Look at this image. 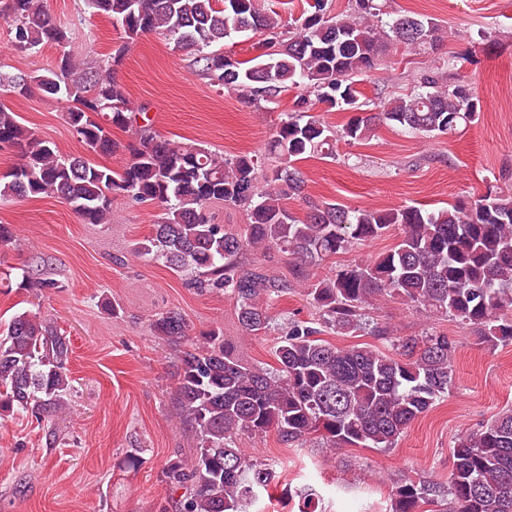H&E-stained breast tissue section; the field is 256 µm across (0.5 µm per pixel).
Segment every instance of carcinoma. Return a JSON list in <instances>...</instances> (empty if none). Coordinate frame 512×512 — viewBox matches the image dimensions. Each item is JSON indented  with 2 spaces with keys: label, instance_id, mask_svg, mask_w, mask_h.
Wrapping results in <instances>:
<instances>
[{
  "label": "carcinoma",
  "instance_id": "1",
  "mask_svg": "<svg viewBox=\"0 0 512 512\" xmlns=\"http://www.w3.org/2000/svg\"><path fill=\"white\" fill-rule=\"evenodd\" d=\"M350 2L348 11L331 15L327 0H313L298 25L284 31L256 0H85L91 14L120 28L125 44L158 33L202 65L212 83L256 103L306 89L267 143L266 154L278 165L263 188L254 156L226 158L153 132L145 108L133 104L112 74L79 66L67 50L70 31L52 20L41 0H0V18L10 23L18 50L58 48L48 68L0 72V96L38 90L67 101L66 122L89 150L129 152L117 170L65 157L0 104V150L16 148L21 157L0 176V202L60 198L86 224L107 223L117 196L155 206L161 221L133 254L166 260L190 274L195 288L229 292L247 334L266 332L272 301L287 291L246 269L240 258L247 251L276 248L295 256L293 276L317 311L308 321L287 322L273 350L278 368L272 371L241 359L219 327L200 333L184 352L177 399L198 445L190 458L162 468L165 484L182 491L178 512H246L271 488L279 463L243 453L235 444L241 432L273 431L288 446L315 437L323 448H391L448 395L454 347L441 333L404 338L378 323L373 331L388 342L389 353L323 339L329 332L365 329L367 309L377 298L390 296L458 320L491 348L512 341L511 195L489 194L431 211L415 205L352 210L310 201L302 220L285 206L290 197L304 198L306 180L294 165L304 155L334 158L337 141L363 140L381 123L437 139L475 121L481 111L474 88L448 78L451 58L405 93L376 105L360 100L359 78L381 65L387 48L432 51L441 29L432 18L391 11L388 0ZM248 31L265 35V51L249 66L223 51L226 37ZM318 105L352 117L336 131L311 114ZM114 127L137 129L136 144L112 139ZM215 202L247 209L244 233L210 222L206 210ZM396 229L400 239L391 250L329 277L311 276L329 257ZM59 287L40 269L23 271L18 283L32 292ZM152 328L167 342L191 331L177 311L161 314ZM70 353L69 339L52 322L31 311L15 315L0 334V416L45 421L65 410ZM453 455L448 483L402 482L391 512H422L423 505L427 512H512V409L459 434ZM300 498V512H318L314 488L303 489Z\"/></svg>",
  "mask_w": 512,
  "mask_h": 512
}]
</instances>
